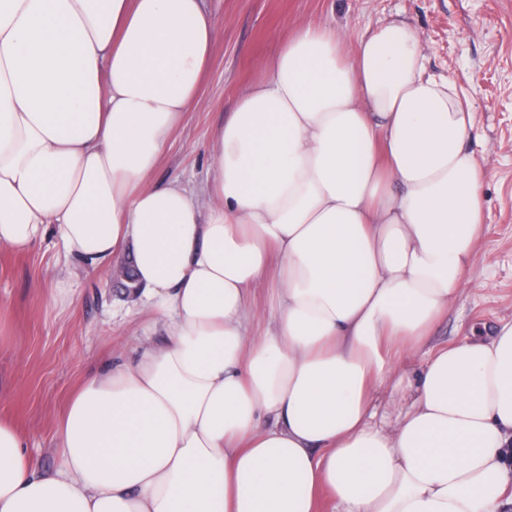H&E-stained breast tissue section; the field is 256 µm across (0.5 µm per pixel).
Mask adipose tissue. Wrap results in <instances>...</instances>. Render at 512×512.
Listing matches in <instances>:
<instances>
[{
  "mask_svg": "<svg viewBox=\"0 0 512 512\" xmlns=\"http://www.w3.org/2000/svg\"><path fill=\"white\" fill-rule=\"evenodd\" d=\"M219 36L204 0H0V247L129 258L163 329L85 379L53 474L0 421V512H504L512 322L430 353L390 428L369 410L470 284L471 103L408 21L308 24L205 187L153 183ZM275 285L272 281H260L253 289L250 297V305L257 311L251 334L252 336H262L268 326L272 307L274 304Z\"/></svg>",
  "mask_w": 512,
  "mask_h": 512,
  "instance_id": "obj_1",
  "label": "adipose tissue"
}]
</instances>
